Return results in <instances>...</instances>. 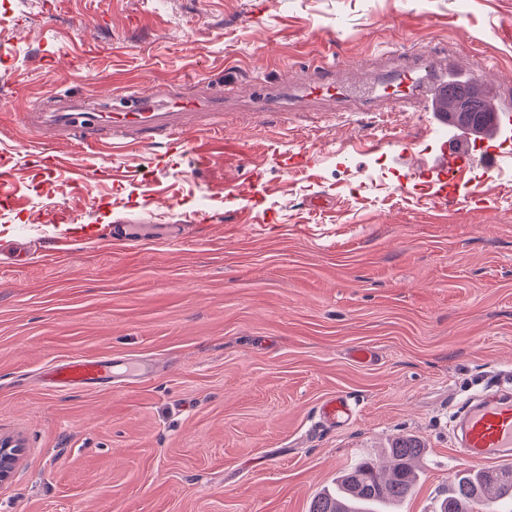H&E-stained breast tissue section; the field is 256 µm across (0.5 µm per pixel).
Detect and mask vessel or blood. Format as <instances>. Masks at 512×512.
I'll use <instances>...</instances> for the list:
<instances>
[{
    "mask_svg": "<svg viewBox=\"0 0 512 512\" xmlns=\"http://www.w3.org/2000/svg\"><path fill=\"white\" fill-rule=\"evenodd\" d=\"M332 72V66L326 64L311 74L303 85L307 95L316 99L373 100L391 110L416 102L432 115L437 125L452 130L447 149L434 157L402 153L401 161L410 169L456 170L467 159L466 146L472 137L496 139L504 126L512 125V107L502 103L500 83L488 77L480 82L483 119L474 124L458 121L460 94L470 87L469 73L456 55L445 49L431 54L414 51L407 65L386 70L362 84L343 82L333 77ZM452 89L458 90V97H449ZM187 116L215 124L224 116L223 96L209 93L184 98L166 89L150 95L128 91L123 99L108 104L59 95L40 105L37 111L28 113L26 123L35 128L53 129L64 137L82 142L88 141L94 132H105L112 138L113 150L119 151L135 136L160 138L169 146L182 144L181 125ZM142 220V215H133L123 224L105 230L91 224H70L57 228L55 240L63 247L88 236L104 235L120 243L135 241L139 238ZM150 371L147 364L128 365L119 370L100 357L76 358L53 368L48 384L56 389H83L108 375L142 376ZM352 413L351 403L343 395L328 399L321 407L323 419L330 423L350 418ZM453 431L464 463H512V396L492 395L469 401L454 415Z\"/></svg>",
    "mask_w": 512,
    "mask_h": 512,
    "instance_id": "obj_1",
    "label": "vessel or blood"
}]
</instances>
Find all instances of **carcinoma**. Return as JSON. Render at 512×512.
<instances>
[{
    "label": "carcinoma",
    "mask_w": 512,
    "mask_h": 512,
    "mask_svg": "<svg viewBox=\"0 0 512 512\" xmlns=\"http://www.w3.org/2000/svg\"><path fill=\"white\" fill-rule=\"evenodd\" d=\"M424 450L417 436H392L386 448L389 467L381 468L371 458L360 459L339 477L336 492L314 497L309 512H381L399 505L414 492ZM488 472L470 470L457 476L438 512H499L504 504L512 506V468L498 471L499 480L489 479Z\"/></svg>",
    "instance_id": "cac0c4a2"
}]
</instances>
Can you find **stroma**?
Returning a JSON list of instances; mask_svg holds the SVG:
<instances>
[{
  "label": "stroma",
  "mask_w": 512,
  "mask_h": 512,
  "mask_svg": "<svg viewBox=\"0 0 512 512\" xmlns=\"http://www.w3.org/2000/svg\"><path fill=\"white\" fill-rule=\"evenodd\" d=\"M0 0V436L22 451L0 512H309L359 458L419 436L434 512L462 467L451 420L512 383V169L400 166L441 146L421 113L335 101L250 113L256 89L313 61L365 74L419 48L495 58L512 87V0ZM184 96L223 86L224 130L184 147L40 140L23 113L57 94ZM208 141L198 155L189 144ZM64 158L51 175L37 142ZM83 167L115 168L80 178ZM260 173V199L243 194ZM206 215L177 240L60 251L62 223L119 224L161 201ZM370 361L355 359L356 349ZM75 357L151 363L141 379L51 389ZM351 398L331 425L323 402Z\"/></svg>",
  "instance_id": "1"
}]
</instances>
